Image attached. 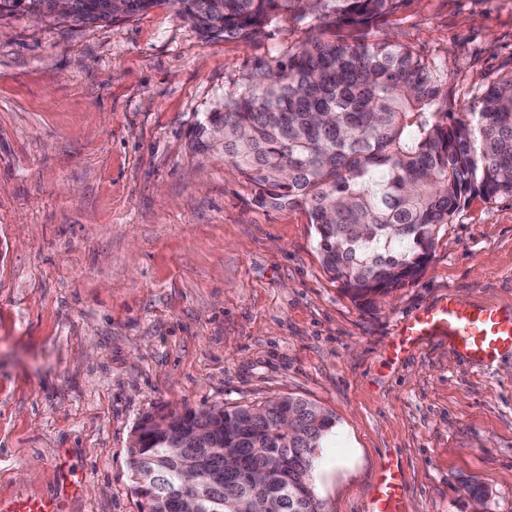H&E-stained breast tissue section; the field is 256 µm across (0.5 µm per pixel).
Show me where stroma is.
<instances>
[{
	"label": "stroma",
	"mask_w": 512,
	"mask_h": 512,
	"mask_svg": "<svg viewBox=\"0 0 512 512\" xmlns=\"http://www.w3.org/2000/svg\"><path fill=\"white\" fill-rule=\"evenodd\" d=\"M383 30L447 64L464 102L512 71V0H407ZM301 37L210 39L171 5L0 19V502L68 476L67 512H138L144 415L291 395L336 420L312 469L324 512H365L390 455L403 512H512V352L488 370L442 341L387 357L443 295L512 306V197H472L419 278L361 306L303 207L189 150L250 62Z\"/></svg>",
	"instance_id": "35a3bbf8"
}]
</instances>
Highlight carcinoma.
<instances>
[{
    "instance_id": "1",
    "label": "carcinoma",
    "mask_w": 512,
    "mask_h": 512,
    "mask_svg": "<svg viewBox=\"0 0 512 512\" xmlns=\"http://www.w3.org/2000/svg\"><path fill=\"white\" fill-rule=\"evenodd\" d=\"M407 0H70L65 19L110 22L164 4L204 37L248 42L279 21L306 38L254 61L241 90L224 97L190 134L192 153L214 150L224 126V159L273 206L306 208L331 277L361 304L415 280L441 228L474 195L512 197V72L464 111L448 71L377 28ZM56 18L53 0H0V18ZM294 414L300 431L288 433ZM170 430L193 438L169 452L166 432L134 431L130 464L162 475L158 512H181L180 475H200V512H250L279 499L283 512H323L309 482L314 448L334 418L316 404L275 397L253 406L168 411ZM268 474L254 484V451Z\"/></svg>"
}]
</instances>
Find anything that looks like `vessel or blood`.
I'll use <instances>...</instances> for the list:
<instances>
[{
	"label": "vessel or blood",
	"instance_id": "1",
	"mask_svg": "<svg viewBox=\"0 0 512 512\" xmlns=\"http://www.w3.org/2000/svg\"><path fill=\"white\" fill-rule=\"evenodd\" d=\"M430 340L447 342L458 356L490 367L512 350V310L491 301L461 302L445 295L400 322L388 345V358L400 361ZM404 486L399 460H385L371 489L368 512H403Z\"/></svg>",
	"mask_w": 512,
	"mask_h": 512
}]
</instances>
